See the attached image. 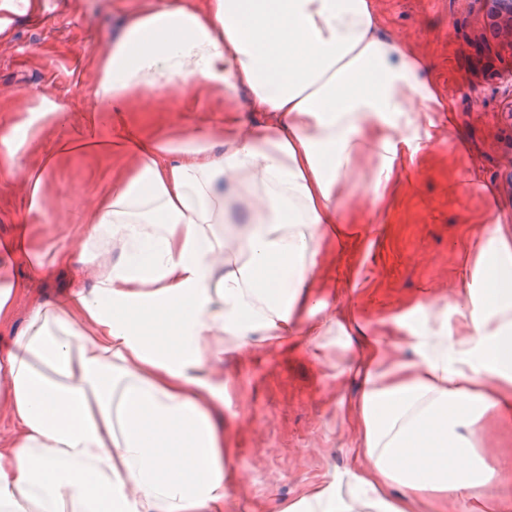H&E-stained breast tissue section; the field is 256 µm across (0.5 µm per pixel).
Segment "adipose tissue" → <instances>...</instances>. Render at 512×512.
<instances>
[{"mask_svg": "<svg viewBox=\"0 0 512 512\" xmlns=\"http://www.w3.org/2000/svg\"><path fill=\"white\" fill-rule=\"evenodd\" d=\"M372 0H161L134 15L98 63L96 109L131 111L188 88L269 116L249 129L157 132L112 176L85 219L82 253L116 251L67 303L40 302L0 345V512H224V356L316 340L344 311L316 280L336 199L370 149L383 197L399 143L438 95L424 62L378 33ZM61 115L49 96L0 127V172L26 166ZM222 148L214 156V148ZM248 202L242 264L215 227ZM457 287L458 333L410 327L412 359L359 342L363 388L342 421L355 435L344 478L304 488L278 512H486L512 456L475 452L483 422L512 415V228L477 236Z\"/></svg>", "mask_w": 512, "mask_h": 512, "instance_id": "1", "label": "adipose tissue"}]
</instances>
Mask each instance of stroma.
<instances>
[{
    "label": "stroma",
    "mask_w": 512,
    "mask_h": 512,
    "mask_svg": "<svg viewBox=\"0 0 512 512\" xmlns=\"http://www.w3.org/2000/svg\"><path fill=\"white\" fill-rule=\"evenodd\" d=\"M157 0H33L32 7L0 32V124L25 104L51 96L65 112L33 145L38 156L58 142L113 135L148 139L157 130L189 133L223 129V102L187 90L174 98L153 93L131 112L93 123L91 87L96 65L135 14ZM380 32L424 58L448 111L432 113L430 146L411 153L384 199L363 191L377 158L364 155L338 205L341 240L328 252L321 297L328 311L352 315L353 336L375 335L381 325L415 324L427 306L432 330L453 323L451 295L471 269L476 229L512 225V58L492 34L485 0H374ZM130 158L108 151H75L47 179L57 222L44 232L24 207L22 175L0 176V235L25 224L47 254L80 249V218L109 186L113 170ZM90 263H47L40 281L16 298L8 337L22 327L36 299L59 300L90 286ZM339 328L321 339L324 363L310 350L291 354L257 347L251 359L224 361L225 376L239 388L224 404L232 463L245 472L225 512H276L310 483L332 480L348 468L355 446L342 421L345 405L360 391L356 351L342 345Z\"/></svg>",
    "instance_id": "stroma-1"
}]
</instances>
